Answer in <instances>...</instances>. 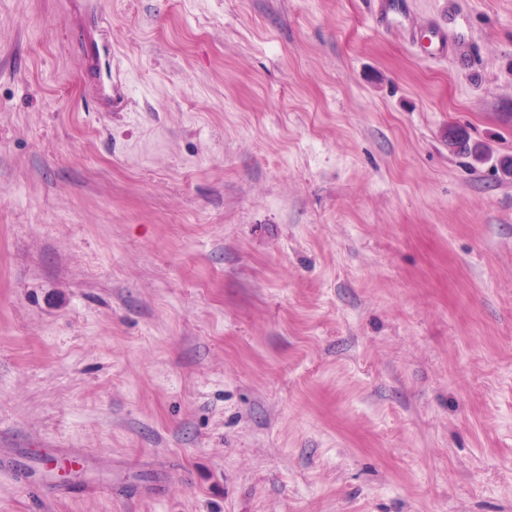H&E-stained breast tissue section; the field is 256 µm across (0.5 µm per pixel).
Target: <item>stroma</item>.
<instances>
[{
    "label": "stroma",
    "instance_id": "obj_1",
    "mask_svg": "<svg viewBox=\"0 0 512 512\" xmlns=\"http://www.w3.org/2000/svg\"><path fill=\"white\" fill-rule=\"evenodd\" d=\"M410 2L447 56L372 0H0V449L91 457L0 512H512V0ZM89 79L92 89L98 97L101 105L106 110L112 109V79L108 77V81L104 78L103 62L100 52L89 50Z\"/></svg>",
    "mask_w": 512,
    "mask_h": 512
}]
</instances>
